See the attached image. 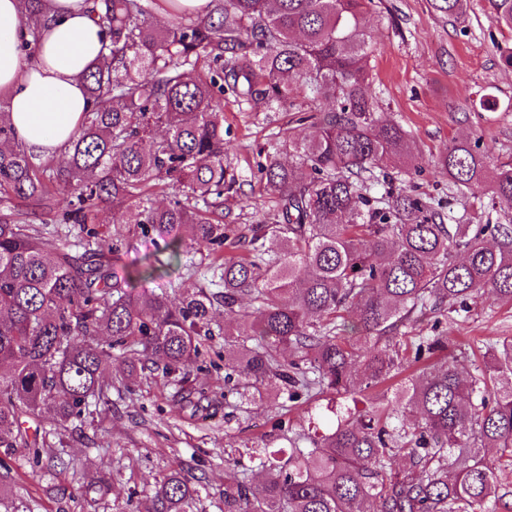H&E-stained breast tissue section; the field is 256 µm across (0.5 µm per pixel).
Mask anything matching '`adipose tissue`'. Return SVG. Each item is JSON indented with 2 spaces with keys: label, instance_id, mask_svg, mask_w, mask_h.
<instances>
[{
  "label": "adipose tissue",
  "instance_id": "ef3b65f1",
  "mask_svg": "<svg viewBox=\"0 0 512 512\" xmlns=\"http://www.w3.org/2000/svg\"><path fill=\"white\" fill-rule=\"evenodd\" d=\"M90 0H48V19L31 37L19 0H0V96L15 140L38 156L63 152L90 107L80 75L98 57L102 34Z\"/></svg>",
  "mask_w": 512,
  "mask_h": 512
}]
</instances>
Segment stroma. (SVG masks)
<instances>
[{"mask_svg":"<svg viewBox=\"0 0 512 512\" xmlns=\"http://www.w3.org/2000/svg\"><path fill=\"white\" fill-rule=\"evenodd\" d=\"M432 0H373L363 16L369 35L371 69L367 92L383 119L399 125L420 153L416 166L403 170L398 183L407 193L448 203L454 215L469 209L466 195L449 196L448 179L435 166L450 141L467 138L480 144L490 164L512 160V30L497 27L489 0H468L460 19L434 10ZM493 97L497 108L481 102ZM324 101L296 93L291 105L266 108L224 95V164L239 188L225 205L230 229L239 234L252 224L273 223L277 198L266 193L258 164L263 156L288 157V141L304 133L301 113L327 109ZM105 229L124 236L118 271L154 266L148 288L169 283L193 286L213 261L207 245L189 244L180 263L170 264L163 245L152 236L131 233L127 225L102 215ZM448 353L466 369L484 365L482 339L512 336V303L486 293L474 295L468 309L443 318ZM211 402L195 408L184 401L188 390L180 377L150 367L122 380L120 362L105 366L115 380L110 404H99L83 426L85 440L58 429L59 452L67 468L39 469L26 449H16L10 473L0 481V512H149L156 479L174 469L192 475L200 490L198 512H224L226 460L249 465L248 448L287 446L289 434L309 437L324 432L334 404L366 410L372 397L355 393L326 395L289 406L285 399L253 401L236 394L227 379L224 338L203 339L199 354L186 368ZM232 409H225V402ZM285 421L278 429L277 421ZM107 477L102 496L88 492L89 482ZM67 487L70 495L56 491Z\"/></svg>","mask_w":512,"mask_h":512,"instance_id":"1","label":"stroma"}]
</instances>
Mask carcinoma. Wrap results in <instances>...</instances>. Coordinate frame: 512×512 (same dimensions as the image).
Instances as JSON below:
<instances>
[{
  "mask_svg": "<svg viewBox=\"0 0 512 512\" xmlns=\"http://www.w3.org/2000/svg\"><path fill=\"white\" fill-rule=\"evenodd\" d=\"M46 2L20 0L35 37ZM370 2L209 0L204 13L161 25L155 12L182 13L179 0H92L105 39L82 76L92 107L79 135L57 157L0 150V468L17 448L37 467L66 466L43 410L82 436L91 403L109 402L103 367L115 352L133 347L177 373L222 318L242 397L296 403L399 379L396 406L338 415L312 447L290 436L288 456L258 457L261 484L228 465L224 512H487L500 500L498 467H512V336L490 344L491 365L472 375L448 356L438 317L481 290L512 301V218H491L496 201L512 202V161L491 169L478 143L451 141L438 168L479 208L446 222L431 200L376 172L418 154L400 127L380 123L365 90ZM489 2L493 22L512 29V0ZM226 87L253 106L301 89L333 108L301 117L311 132L289 144L295 162L261 167L278 209L249 228L246 253L212 263L177 303L134 293L153 273L112 271L121 239L94 228L109 206L173 259L188 240L224 250V195L236 186L224 168ZM379 181L387 190L375 198ZM162 182L180 191L158 203ZM60 190L70 200L56 221L86 228L80 252L21 208L50 211ZM245 299L251 311L226 319ZM429 315L433 335L399 331ZM280 347L292 356L279 358ZM483 448L500 450L499 465ZM196 497L191 478L171 471L156 480L151 512H192Z\"/></svg>",
  "mask_w": 512,
  "mask_h": 512,
  "instance_id": "carcinoma-1",
  "label": "carcinoma"
}]
</instances>
